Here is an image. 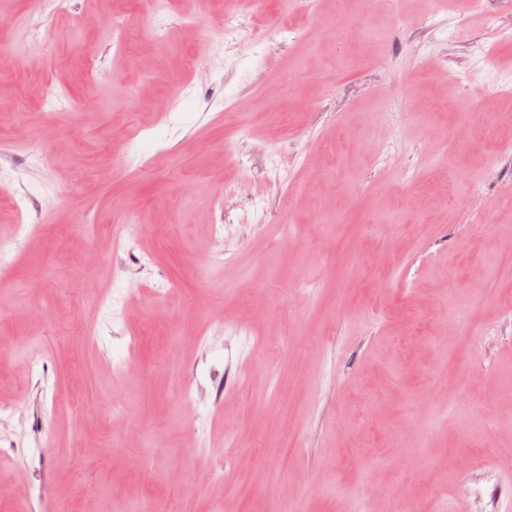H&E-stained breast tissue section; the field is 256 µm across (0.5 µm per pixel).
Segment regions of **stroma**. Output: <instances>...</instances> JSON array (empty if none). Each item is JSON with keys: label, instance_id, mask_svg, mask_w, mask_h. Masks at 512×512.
Returning <instances> with one entry per match:
<instances>
[{"label": "stroma", "instance_id": "1", "mask_svg": "<svg viewBox=\"0 0 512 512\" xmlns=\"http://www.w3.org/2000/svg\"><path fill=\"white\" fill-rule=\"evenodd\" d=\"M174 2L165 17L151 0H0L26 21L0 28V512H358L381 489L404 490L406 512H512V278L470 277H499L512 240V0H484L497 38L462 0H346L397 16L350 71L357 38L321 35L336 0L285 16L261 0L245 49L225 0ZM298 62L294 96H266ZM415 100L462 135L456 168L424 160ZM470 102L495 125L463 123ZM159 152L168 165L140 164ZM470 181L495 223L458 210ZM18 195L41 213L23 240ZM460 312L479 348L449 334ZM463 458L502 467L483 501L435 478ZM216 468L223 482L205 479Z\"/></svg>", "mask_w": 512, "mask_h": 512}]
</instances>
